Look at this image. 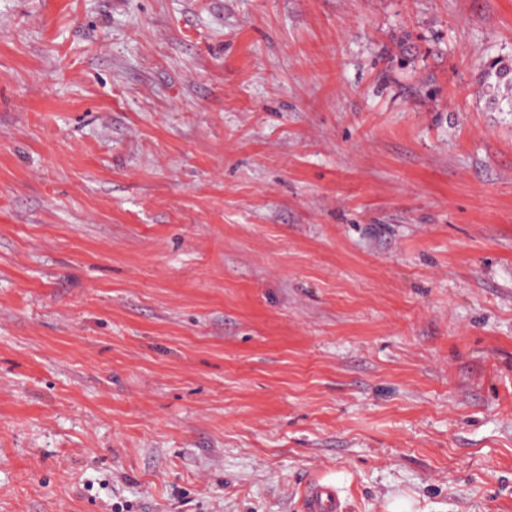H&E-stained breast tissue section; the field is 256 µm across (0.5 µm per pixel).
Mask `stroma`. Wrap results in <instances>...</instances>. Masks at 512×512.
Listing matches in <instances>:
<instances>
[{
	"label": "stroma",
	"instance_id": "stroma-1",
	"mask_svg": "<svg viewBox=\"0 0 512 512\" xmlns=\"http://www.w3.org/2000/svg\"><path fill=\"white\" fill-rule=\"evenodd\" d=\"M512 0H0V512H512ZM301 512H342L340 496L331 484L313 482L308 484L300 499Z\"/></svg>",
	"mask_w": 512,
	"mask_h": 512
}]
</instances>
